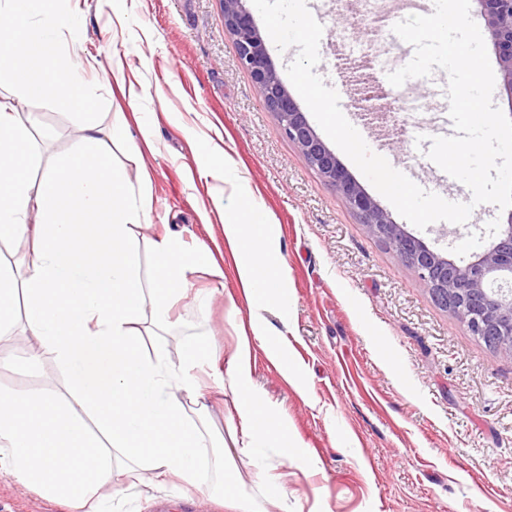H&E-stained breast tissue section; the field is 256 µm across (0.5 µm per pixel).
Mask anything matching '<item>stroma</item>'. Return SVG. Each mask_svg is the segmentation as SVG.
I'll list each match as a JSON object with an SVG mask.
<instances>
[{"mask_svg": "<svg viewBox=\"0 0 512 512\" xmlns=\"http://www.w3.org/2000/svg\"><path fill=\"white\" fill-rule=\"evenodd\" d=\"M64 0L66 16L82 23L79 36L61 32L60 53L89 61L95 86L87 106L104 127L145 124L139 155L118 149L132 184L148 187L150 220L138 231L143 276L153 273L150 242L176 233L186 252L222 239L220 223L203 224L215 201L235 211L249 197L275 226L288 266V305L264 312L272 340L283 341L296 374L286 378L258 340H251L252 379L301 454L278 448H237L222 468L207 460L204 492L181 493L151 483L136 467L120 475L127 493L105 502L106 512H234L212 492L233 483L252 512H512V359L473 336L440 306L413 269L373 237L359 217L283 135L251 75L238 66L224 29L219 0ZM332 29L319 44L316 72L334 88L340 108L396 170L442 198L466 203L462 183L442 181L427 156L429 137L454 133L446 98L448 77L435 70L419 79L412 100L389 91L385 123L356 106L346 58L365 51L352 25L369 28L361 0H306ZM37 114L40 166L73 143L78 113L59 101L23 102ZM425 143H416V136ZM231 165L240 180H200L208 166ZM506 212L475 206L468 222L438 221L416 228L394 214L407 232L444 256L469 259L498 234ZM223 281L196 270L195 287L213 291L209 311L179 300L169 324L148 327L144 352L177 357L185 343L215 348L216 368L201 377L215 384L230 368L244 334L249 304L238 286L232 256ZM17 329L0 336V390L60 391L63 369L48 356L28 359L34 345ZM196 413L213 437L239 430L232 399L212 395ZM286 495L270 503L266 486ZM0 512H68L0 472Z\"/></svg>", "mask_w": 512, "mask_h": 512, "instance_id": "obj_1", "label": "stroma"}]
</instances>
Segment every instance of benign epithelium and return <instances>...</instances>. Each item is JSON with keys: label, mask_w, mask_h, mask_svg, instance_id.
Masks as SVG:
<instances>
[{"label": "benign epithelium", "mask_w": 512, "mask_h": 512, "mask_svg": "<svg viewBox=\"0 0 512 512\" xmlns=\"http://www.w3.org/2000/svg\"><path fill=\"white\" fill-rule=\"evenodd\" d=\"M477 2L500 65V96L512 109V0ZM221 3L224 29L233 38L237 62L251 74L265 106L276 116L288 140L336 189L368 231L414 269L441 306L466 323L473 335L512 358V211L497 237L467 261L445 257L409 234L363 191L311 127L272 67L243 0Z\"/></svg>", "instance_id": "obj_1"}]
</instances>
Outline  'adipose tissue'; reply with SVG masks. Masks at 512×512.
<instances>
[{
	"instance_id": "obj_1",
	"label": "adipose tissue",
	"mask_w": 512,
	"mask_h": 512,
	"mask_svg": "<svg viewBox=\"0 0 512 512\" xmlns=\"http://www.w3.org/2000/svg\"><path fill=\"white\" fill-rule=\"evenodd\" d=\"M63 26L78 30L54 0H0L12 62L10 87L0 93V242L30 257L22 278L0 261V331L23 322L66 374L61 393L0 392V470L69 512H103L116 486L117 454L162 483H199L211 443L185 404L202 397L195 371L212 365V353L190 344L174 359L146 357L139 325L166 321L179 298L208 307L211 294L192 293L189 275L203 265L220 280L224 269L212 252L193 259L165 235L152 240L154 274L143 278L137 230L150 207L108 145L113 139L132 147L128 128L108 135L85 117L70 153L39 179L27 176L39 158L34 120L19 112V102L81 104L91 97L84 63L57 54ZM223 231L252 303L251 333L265 339L262 309L288 303L287 269L269 218L246 199L224 217ZM226 382L246 447L293 450L252 384L249 345L237 349Z\"/></svg>"
}]
</instances>
